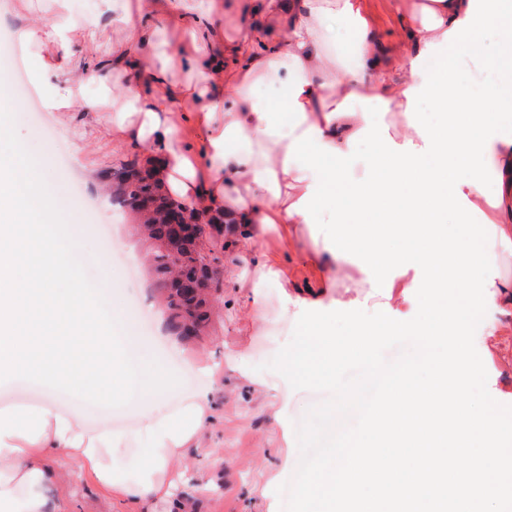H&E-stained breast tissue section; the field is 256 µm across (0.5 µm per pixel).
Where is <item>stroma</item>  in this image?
<instances>
[{
	"label": "stroma",
	"instance_id": "1",
	"mask_svg": "<svg viewBox=\"0 0 512 512\" xmlns=\"http://www.w3.org/2000/svg\"><path fill=\"white\" fill-rule=\"evenodd\" d=\"M412 0H367L372 32L390 63H398L402 43V17ZM0 63L10 75L0 95L15 103L14 128L31 151L39 168L51 171L66 193L81 190L96 207L91 211L66 214L71 236L77 243L76 254L90 281L100 288L107 305L129 303L132 296L152 301L156 288L146 279L130 286L126 266L117 261L102 244V231L113 230L121 240L122 251L129 256L143 254L137 239L127 233L125 215H114L112 202L98 193L93 183L112 167L133 156H144L137 143L118 150L103 148L87 154L83 146L97 134L95 124L82 112L70 113L61 120L50 109L43 96L29 97L23 85L37 84L40 62L34 52L24 58L9 55L0 47ZM352 108L371 114L367 136L353 146L348 159L352 177L337 183V192L352 193L365 172L375 164L373 136L395 133L397 115L378 111L370 102L358 101ZM260 251L280 259H291L289 279L296 288L304 289L317 276L315 269L303 266L300 255L291 254L288 239L280 229H272L258 244ZM222 280L213 294L217 313L210 336L184 344L182 352L171 345L176 338L164 318L151 324L142 320L120 322L119 334L133 360L157 356L172 362L179 376V386L169 398L171 404L190 395L206 384H214L211 415L198 447L190 449L182 460L183 476L173 490L175 499L191 500L194 512H283L278 486L294 474L300 452L295 426L307 410L322 401L323 393L295 390L267 364L287 345L300 316L298 309L288 306L283 288L273 282L260 281L246 249L225 251L216 263ZM399 286L394 289L393 306L399 313L420 319L428 295L420 286V275L413 268L393 271ZM336 288L325 308L329 311L358 308L369 313L383 308V299L368 288L356 264H349L336 275ZM467 377L472 387L475 409L495 404L506 415H512V335L494 339L485 336L482 326H474L469 337ZM61 410L78 413L92 429L127 430L133 433L120 453L138 457L147 446L143 432V399L135 397L127 406L111 409L57 393ZM49 503L66 501L71 512H169L171 505L163 500L130 501L111 497L101 490L90 474L70 469L59 484L46 489Z\"/></svg>",
	"mask_w": 512,
	"mask_h": 512
}]
</instances>
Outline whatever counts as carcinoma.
<instances>
[{
	"label": "carcinoma",
	"instance_id": "1",
	"mask_svg": "<svg viewBox=\"0 0 512 512\" xmlns=\"http://www.w3.org/2000/svg\"><path fill=\"white\" fill-rule=\"evenodd\" d=\"M112 204L130 214L140 230V241L146 245L149 265L161 289V310L169 330L184 339L211 326L212 291L220 287L216 271L210 269L201 255L203 245L192 236H179L177 226L184 223V202L171 197L153 169L135 157L105 176ZM200 220L201 233L211 250L224 249V217L191 210ZM182 243V267L171 272L162 247L174 238Z\"/></svg>",
	"mask_w": 512,
	"mask_h": 512
}]
</instances>
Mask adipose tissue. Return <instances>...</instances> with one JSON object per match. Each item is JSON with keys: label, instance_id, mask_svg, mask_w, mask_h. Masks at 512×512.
Returning <instances> with one entry per match:
<instances>
[{"label": "adipose tissue", "instance_id": "obj_1", "mask_svg": "<svg viewBox=\"0 0 512 512\" xmlns=\"http://www.w3.org/2000/svg\"><path fill=\"white\" fill-rule=\"evenodd\" d=\"M239 12L260 17L235 39L224 37V0H127L124 12L103 24L112 0L98 12L73 18L70 0H51L49 16L37 17L18 32L41 60L42 88L58 112L93 118L102 141L119 147L138 142L149 157L163 160L169 193L187 204L220 211L234 224L236 240L257 243L280 226L284 233L309 227L315 203L331 200L335 212L346 204L381 213L382 228L364 230L347 241L328 234L315 241L310 262L344 264L357 251L359 266L393 287L389 269L417 267L431 298L421 321L385 313L358 329L361 350L378 338L412 332L427 343L451 341L454 362L433 360L428 380L416 369L400 370L387 389L388 406L362 440L358 455L335 449L328 469L311 477L301 493L302 512H339L342 489L374 487L372 512H432L437 499L454 495L458 504L484 512L512 489V469L504 461L512 448L497 445L512 434V416L488 406L476 411L464 378L467 340L477 311L512 304V281L495 275V259L483 247L448 246L432 221L438 209L460 215L484 212L493 234L512 249V132L495 129L484 103L469 88L451 82L446 70H432L428 58L471 43L476 33L497 32L499 51L484 64L500 78L502 95L512 94V0H416L405 25L400 68L383 63L369 34L364 0H233ZM177 34L184 47L173 54L158 40L152 19ZM353 22L360 37L350 61L333 56L324 31L327 19ZM113 33L111 54L96 45L104 29ZM151 56L150 92L137 85L121 91L107 85L112 74L138 67ZM271 79L287 92L292 126L282 133L278 116L258 106L252 95ZM101 86L82 101L83 89ZM369 99L402 118L399 133L377 136V163L351 197L330 196L328 188L346 176L345 162L357 136L369 125L366 114L350 109ZM435 102L451 115L437 131L418 119L420 101ZM201 134L199 150L182 146V127ZM440 164L476 167L479 177L443 184L428 156ZM495 183L485 193L483 177ZM396 233L412 248L396 255L380 249L381 234ZM469 289L477 305L449 306L448 285ZM176 384L156 359L141 369L142 393L152 408L147 416L148 452L133 460L115 453L126 435L92 431L78 416L45 401L32 408H0V512H70L66 502L48 508L41 488L60 483L63 471L50 460L64 456L70 466L91 472L113 497L134 501L172 496L171 466L198 443L210 411L211 387L199 388L176 409L159 402ZM483 443L480 457L447 482L439 467L458 449ZM424 454L420 474L391 467L393 455Z\"/></svg>", "mask_w": 512, "mask_h": 512}]
</instances>
